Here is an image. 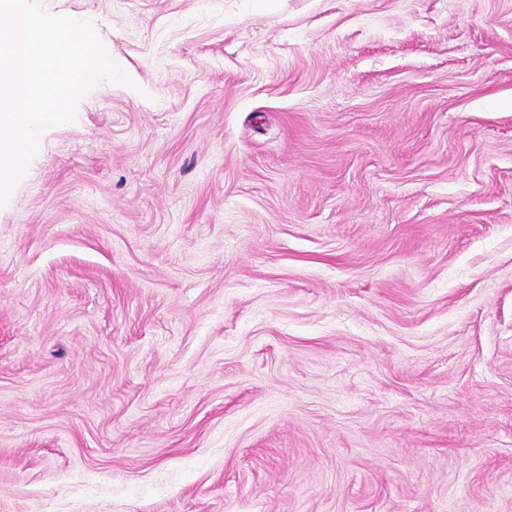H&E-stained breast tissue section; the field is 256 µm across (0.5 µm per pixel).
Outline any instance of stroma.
<instances>
[{"label":"stroma","mask_w":512,"mask_h":512,"mask_svg":"<svg viewBox=\"0 0 512 512\" xmlns=\"http://www.w3.org/2000/svg\"><path fill=\"white\" fill-rule=\"evenodd\" d=\"M134 87L0 208V512H512V0H46Z\"/></svg>","instance_id":"obj_1"}]
</instances>
